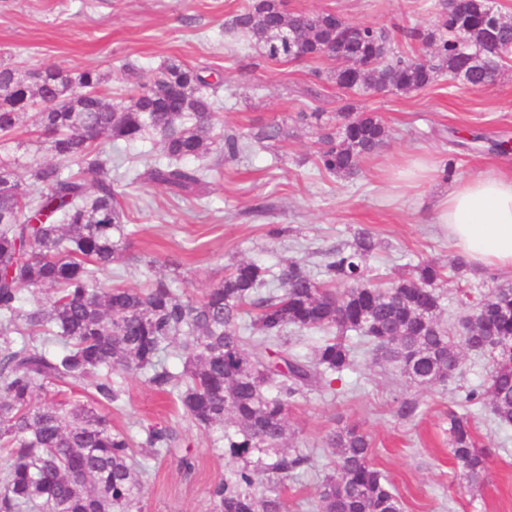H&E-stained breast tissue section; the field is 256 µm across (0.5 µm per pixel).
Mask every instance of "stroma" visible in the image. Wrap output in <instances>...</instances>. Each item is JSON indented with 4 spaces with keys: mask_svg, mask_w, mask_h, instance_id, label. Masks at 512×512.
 Masks as SVG:
<instances>
[{
    "mask_svg": "<svg viewBox=\"0 0 512 512\" xmlns=\"http://www.w3.org/2000/svg\"><path fill=\"white\" fill-rule=\"evenodd\" d=\"M241 0H0V63L20 70L55 66L94 69L115 105L125 90L156 76L169 58L220 75L218 127L246 136L279 123L277 142L251 143L236 161L211 145L203 165L213 167L201 196L181 198L161 186L134 181L140 149L161 156L158 141L130 148L112 177L122 185L131 236L127 262L97 272L99 282L136 286L161 277L187 295L201 297L219 284L231 264L248 258L273 268L302 261L318 273L326 252L350 244L358 230L382 247L368 261L374 282L386 283L423 259L450 265L455 252L432 222L433 204L448 187L441 172L454 162L469 176L495 167L512 173V152L492 142L512 140V64L495 83L474 91L448 73L410 93H345L324 80L334 59L262 62L246 37L227 21ZM434 0H287L292 12L334 11L345 20L377 26L434 25ZM319 109L335 124L343 112H372L390 130L386 145L364 159L350 177L319 172L314 153L320 131L298 115ZM277 225L287 235L271 236ZM512 273L474 270L464 282L449 278L443 320L457 331L465 310L461 291L480 293ZM489 362L466 352L462 374L447 388L410 385L389 364L358 353L357 364L332 389L308 391L289 410L290 445L311 458L310 468L289 480L283 497L291 512H317V479L332 455L328 435L343 424L373 440L371 460L398 491L404 512H512V428L502 429L489 409L471 414L479 447L488 449L480 487L469 488L448 450V410L462 389L484 382ZM120 407L108 409L113 429L141 436L150 427L173 433L174 453L155 458L137 451L148 478L142 512H206L208 491L230 468L211 433L199 428L179 404L154 392L143 376L124 382ZM405 396L419 404L409 420L394 412ZM195 467L184 473L179 454Z\"/></svg>",
    "mask_w": 512,
    "mask_h": 512,
    "instance_id": "1",
    "label": "stroma"
}]
</instances>
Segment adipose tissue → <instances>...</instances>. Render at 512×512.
<instances>
[{"instance_id":"ef3b65f1","label":"adipose tissue","mask_w":512,"mask_h":512,"mask_svg":"<svg viewBox=\"0 0 512 512\" xmlns=\"http://www.w3.org/2000/svg\"><path fill=\"white\" fill-rule=\"evenodd\" d=\"M434 222L475 268L512 271V175L458 180L437 200Z\"/></svg>"}]
</instances>
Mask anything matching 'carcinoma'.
Listing matches in <instances>:
<instances>
[{"instance_id":"cac0c4a2","label":"carcinoma","mask_w":512,"mask_h":512,"mask_svg":"<svg viewBox=\"0 0 512 512\" xmlns=\"http://www.w3.org/2000/svg\"><path fill=\"white\" fill-rule=\"evenodd\" d=\"M434 9L438 22L429 28L394 33L360 25L340 50L362 68L339 64L327 79L345 92L401 94L428 86L442 70L473 90L495 82L512 60V23L500 20L490 0H436ZM345 25L334 11L292 13L285 0H244L228 21L270 61H292L299 51L323 57ZM400 39L411 52L398 50ZM102 83L93 69L21 72L0 64V146L37 107L34 126L56 157L30 164L25 182L0 162V450L10 457L0 476V512L138 508L146 470L134 449L167 454L174 437L156 427L138 440L112 430L102 409L122 401L128 374L176 397L192 422L217 433L214 443L234 462L211 487L208 512H287L280 488L310 463L286 447L290 406L305 389L330 387L353 369V334L417 387L448 386L466 350L487 356L485 382L465 390L459 406L483 405L499 425L512 426V285L462 292L468 314L455 338L441 322L443 267L422 260L388 285L374 284L367 261L377 243L365 233L326 253L319 279L298 261L275 271L243 260L198 299L162 280L96 283L95 271L122 260L129 236L103 141L119 151L159 138L167 162L150 161L142 177L177 196L207 185V171L191 161L214 140L228 161L245 150L242 136L217 132L216 83L199 68L170 58L121 107L106 99ZM46 98L56 106L45 109ZM280 136L273 122L251 139ZM388 138L374 114L347 117L322 134L315 166L350 176ZM46 289L53 291L48 301L24 303L23 292ZM290 330L327 335L309 357L288 350ZM86 380L89 403L50 397L55 387ZM417 410L414 399L396 401L402 419ZM327 445L336 467L318 482L320 512H404L397 490L371 463L366 433L343 427ZM448 445L469 487L477 486L489 453L477 446L468 412L448 411Z\"/></svg>"}]
</instances>
